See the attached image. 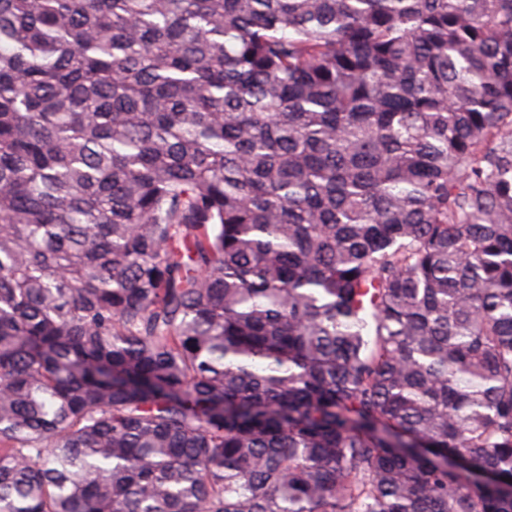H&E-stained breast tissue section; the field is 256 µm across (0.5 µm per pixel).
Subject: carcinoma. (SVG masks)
Segmentation results:
<instances>
[{"mask_svg": "<svg viewBox=\"0 0 512 512\" xmlns=\"http://www.w3.org/2000/svg\"><path fill=\"white\" fill-rule=\"evenodd\" d=\"M0 512H512V0H0Z\"/></svg>", "mask_w": 512, "mask_h": 512, "instance_id": "carcinoma-1", "label": "carcinoma"}]
</instances>
